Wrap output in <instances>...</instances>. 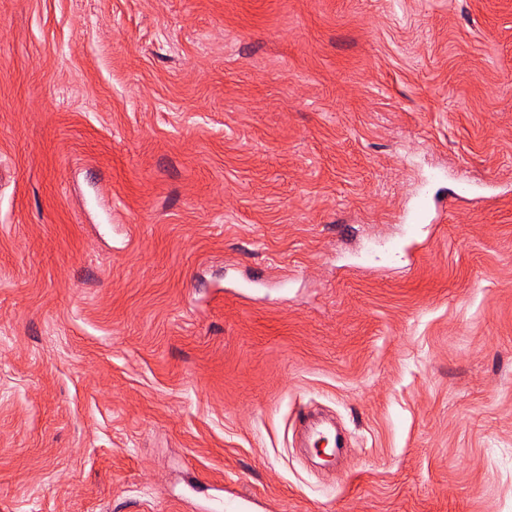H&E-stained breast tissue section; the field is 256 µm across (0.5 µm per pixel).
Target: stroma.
<instances>
[{
	"instance_id": "obj_1",
	"label": "stroma",
	"mask_w": 512,
	"mask_h": 512,
	"mask_svg": "<svg viewBox=\"0 0 512 512\" xmlns=\"http://www.w3.org/2000/svg\"><path fill=\"white\" fill-rule=\"evenodd\" d=\"M231 498L512 512V0H0V512Z\"/></svg>"
}]
</instances>
